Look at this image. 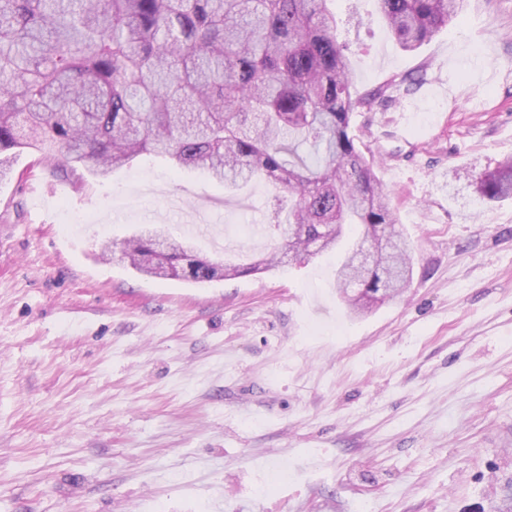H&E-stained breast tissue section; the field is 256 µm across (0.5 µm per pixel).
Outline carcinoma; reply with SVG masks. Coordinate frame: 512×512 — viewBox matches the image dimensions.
Instances as JSON below:
<instances>
[{
	"instance_id": "1",
	"label": "carcinoma",
	"mask_w": 512,
	"mask_h": 512,
	"mask_svg": "<svg viewBox=\"0 0 512 512\" xmlns=\"http://www.w3.org/2000/svg\"><path fill=\"white\" fill-rule=\"evenodd\" d=\"M412 52L457 16L462 0H377ZM327 0H0V154L33 149L76 183L142 156L194 168L226 189L256 178L282 188L270 236L296 226L288 260L273 250L217 263L164 235L137 231L121 260L141 274L193 283L272 271L340 246L336 288L361 314L401 293L410 246L390 191L361 149L352 116L425 79L393 77L359 95ZM484 201L512 198V158L477 179ZM489 512H512V480Z\"/></svg>"
}]
</instances>
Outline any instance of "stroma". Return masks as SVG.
<instances>
[{"instance_id": "stroma-1", "label": "stroma", "mask_w": 512, "mask_h": 512, "mask_svg": "<svg viewBox=\"0 0 512 512\" xmlns=\"http://www.w3.org/2000/svg\"><path fill=\"white\" fill-rule=\"evenodd\" d=\"M412 246L404 293L349 315L336 257L196 284L101 244L156 224L220 261L274 242L276 190L144 157L75 184L27 150L0 178V512H482L512 478V0H464L416 52L376 0H329ZM477 192L484 201L512 198V158L477 179Z\"/></svg>"}]
</instances>
